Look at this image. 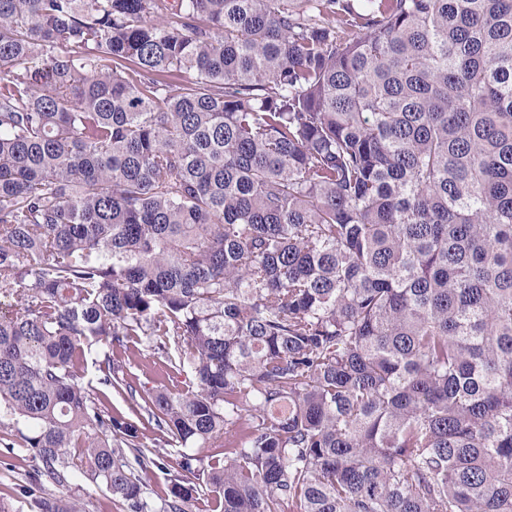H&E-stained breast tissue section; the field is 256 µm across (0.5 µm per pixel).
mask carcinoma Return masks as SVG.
<instances>
[{"label": "carcinoma", "instance_id": "cac0c4a2", "mask_svg": "<svg viewBox=\"0 0 512 512\" xmlns=\"http://www.w3.org/2000/svg\"><path fill=\"white\" fill-rule=\"evenodd\" d=\"M0 294L37 512H512V0H0ZM114 356L120 357L124 366V378L134 384L137 389L135 397L129 396L125 393H118L115 389L102 385L99 383L100 372L97 371V366L93 363V359L96 357L92 355L87 358L85 363L84 382L90 383L94 393V397L99 398L98 402L101 403L102 407H106L109 410L112 409V414H120L126 420L134 423L139 429V435L142 442L147 446L146 449L152 453L158 455H148L157 460L161 467L152 466L145 474H143L145 482V491L147 495L158 500L159 496H166L169 494L170 479L173 473L178 469L176 461L180 459L181 449L172 448L169 446L158 447L159 443L154 441V438H158V435L152 428L154 423L148 424V415L142 409L143 401L140 399V395L144 394L149 389H153L159 386L160 383L169 385L170 388L174 386H182L183 377L180 375L169 372L170 379L162 381V378L158 375L165 370L161 360L149 344L145 341L137 344L135 348L131 347L126 352L124 349L114 348ZM96 395V396H95ZM157 447H155L156 445ZM156 450V452L154 451ZM61 497H78L86 505L87 512H125L119 502L101 484H96L78 475L60 489H54Z\"/></svg>", "mask_w": 512, "mask_h": 512}]
</instances>
